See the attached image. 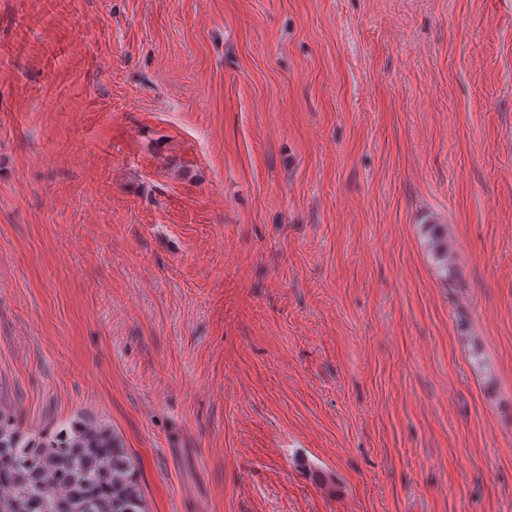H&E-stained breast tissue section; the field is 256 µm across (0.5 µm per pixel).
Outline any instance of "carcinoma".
<instances>
[{
  "mask_svg": "<svg viewBox=\"0 0 512 512\" xmlns=\"http://www.w3.org/2000/svg\"><path fill=\"white\" fill-rule=\"evenodd\" d=\"M431 247L449 271L448 241ZM0 512H146L135 467L113 431L80 419L29 439L0 413Z\"/></svg>",
  "mask_w": 512,
  "mask_h": 512,
  "instance_id": "obj_1",
  "label": "carcinoma"
}]
</instances>
